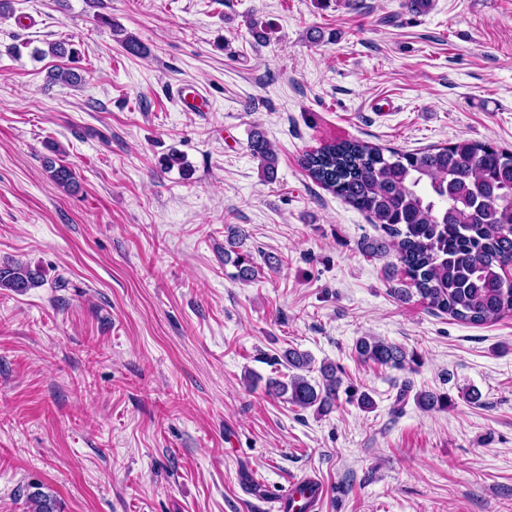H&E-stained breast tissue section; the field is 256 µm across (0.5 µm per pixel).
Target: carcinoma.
Listing matches in <instances>:
<instances>
[{
  "instance_id": "cac0c4a2",
  "label": "carcinoma",
  "mask_w": 512,
  "mask_h": 512,
  "mask_svg": "<svg viewBox=\"0 0 512 512\" xmlns=\"http://www.w3.org/2000/svg\"><path fill=\"white\" fill-rule=\"evenodd\" d=\"M97 21L110 27L126 52L146 53L140 42L121 35L104 16ZM79 59V51L61 42L49 50L36 48L33 56ZM54 83L75 84L81 76L71 68L48 75ZM250 151L259 159L266 179L275 176L276 153L263 132L250 138ZM302 163L310 177L334 192L382 227L385 236L366 240L369 255L395 254L427 309L458 321L485 324L512 312V151L491 143L461 140L449 146L413 151L383 150L359 141L331 142L306 154ZM52 181L63 189L75 183L72 169L54 158L44 160ZM244 230L231 227L224 263L237 268L241 281L257 278L260 269L246 252L238 251ZM43 282L39 270L22 262L0 265V289L23 293ZM355 350L364 362L401 370L416 362L414 353L375 336L357 339ZM282 359L294 373L288 380L271 379L266 391L288 396V402L316 412L331 410L339 398L342 379L336 365L323 361L320 379L311 380L313 358L293 348ZM423 411L448 407V397L432 391L415 395Z\"/></svg>"
}]
</instances>
